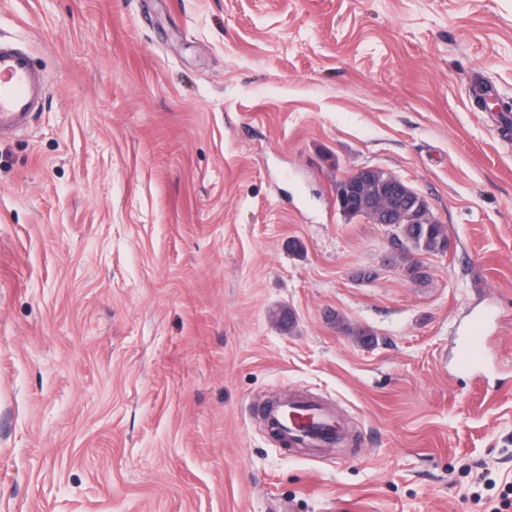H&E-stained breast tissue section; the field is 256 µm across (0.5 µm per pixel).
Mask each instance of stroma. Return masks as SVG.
<instances>
[{"label":"stroma","mask_w":512,"mask_h":512,"mask_svg":"<svg viewBox=\"0 0 512 512\" xmlns=\"http://www.w3.org/2000/svg\"><path fill=\"white\" fill-rule=\"evenodd\" d=\"M0 41L49 85L0 137V512L512 494V0H0ZM364 167L450 250L344 215ZM297 390L354 445L268 434ZM376 168H361L344 175L336 182V202L342 210L377 211L386 215L385 224H396L401 238L397 237L399 245L406 254L403 243H410L413 248V260L417 254L444 253L450 248L451 242L447 235L445 224H440L434 216H428L422 224L424 214L430 211L426 200L412 189L404 180L384 172L379 177L374 174ZM403 190H411L418 195L407 199V205L413 212V221L401 224L410 218L404 210H394L393 202L398 199ZM401 242V243H400Z\"/></svg>","instance_id":"35a3bbf8"}]
</instances>
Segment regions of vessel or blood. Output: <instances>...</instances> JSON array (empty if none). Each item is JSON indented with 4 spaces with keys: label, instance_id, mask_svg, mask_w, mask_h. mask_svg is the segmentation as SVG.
<instances>
[{
    "label": "vessel or blood",
    "instance_id": "b4317fda",
    "mask_svg": "<svg viewBox=\"0 0 512 512\" xmlns=\"http://www.w3.org/2000/svg\"><path fill=\"white\" fill-rule=\"evenodd\" d=\"M48 91L26 50L0 43V134L25 125L35 103ZM264 428L291 448L318 453L341 444L344 426L334 407L311 396L296 394L262 408Z\"/></svg>",
    "mask_w": 512,
    "mask_h": 512
}]
</instances>
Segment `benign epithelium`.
<instances>
[{
    "instance_id": "benign-epithelium-1",
    "label": "benign epithelium",
    "mask_w": 512,
    "mask_h": 512,
    "mask_svg": "<svg viewBox=\"0 0 512 512\" xmlns=\"http://www.w3.org/2000/svg\"><path fill=\"white\" fill-rule=\"evenodd\" d=\"M410 186L392 174L379 177L372 168H361L336 182V202L343 210L377 211L386 215V223L401 224L410 218L404 210L394 209L393 202Z\"/></svg>"
}]
</instances>
